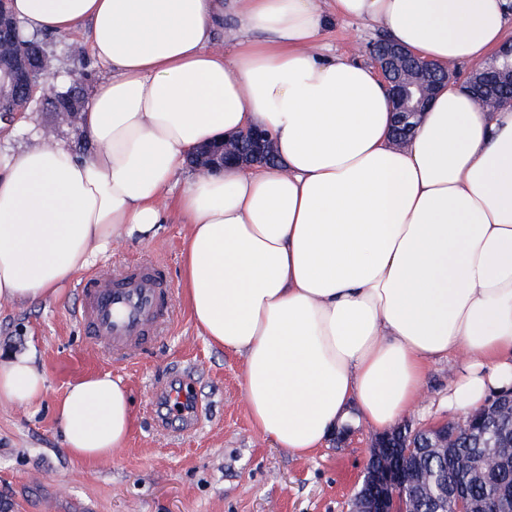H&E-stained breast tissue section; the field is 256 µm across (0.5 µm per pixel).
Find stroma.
Masks as SVG:
<instances>
[{
    "label": "stroma",
    "mask_w": 512,
    "mask_h": 512,
    "mask_svg": "<svg viewBox=\"0 0 512 512\" xmlns=\"http://www.w3.org/2000/svg\"><path fill=\"white\" fill-rule=\"evenodd\" d=\"M382 36L361 22L340 21L319 48L366 64L367 46ZM48 44L56 90L80 77L95 87L104 71L91 55L72 58L62 36ZM53 119L45 104H34L24 126L0 128V152L34 145ZM178 193L174 187L163 194L165 220L152 237L111 246L91 267L109 274L152 259L166 268L175 293L173 321L136 359L113 360L79 324L73 285L55 297L0 303V360L28 354L46 379L40 405L0 400V512H348L368 461L371 426L355 423L351 436L328 440L307 456L277 447L253 426L243 356L212 346L183 296L182 253L190 226L174 207ZM107 372L129 390L134 426L116 454L87 464L63 448L54 408L71 385ZM451 375L447 360L429 364L425 397L403 424L419 429L459 419L447 402ZM176 376L195 398L191 428L176 409L154 400Z\"/></svg>",
    "instance_id": "obj_1"
}]
</instances>
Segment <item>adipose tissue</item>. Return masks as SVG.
I'll use <instances>...</instances> for the list:
<instances>
[{
  "instance_id": "ef3b65f1",
  "label": "adipose tissue",
  "mask_w": 512,
  "mask_h": 512,
  "mask_svg": "<svg viewBox=\"0 0 512 512\" xmlns=\"http://www.w3.org/2000/svg\"><path fill=\"white\" fill-rule=\"evenodd\" d=\"M32 33H81L112 71L81 118L92 151L45 142L0 158V302L59 294L96 252L152 235L180 184L183 286L211 345L244 357L256 428L297 455L358 415L375 430L419 405L430 362L458 358L448 406L512 387V105L448 81L411 139L372 68L316 52L331 20L381 26L440 65L504 41L512 0H13ZM230 53L212 49L225 15ZM267 129L278 161L187 174L202 141ZM27 356L0 361V400L36 404ZM81 462L133 427L111 374L56 408Z\"/></svg>"
}]
</instances>
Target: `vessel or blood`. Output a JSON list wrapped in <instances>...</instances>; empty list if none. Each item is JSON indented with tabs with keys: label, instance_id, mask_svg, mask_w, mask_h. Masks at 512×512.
I'll return each mask as SVG.
<instances>
[{
	"label": "vessel or blood",
	"instance_id": "1",
	"mask_svg": "<svg viewBox=\"0 0 512 512\" xmlns=\"http://www.w3.org/2000/svg\"><path fill=\"white\" fill-rule=\"evenodd\" d=\"M76 292L77 315L91 336L125 359L134 358L174 314L173 290L156 261L131 265L112 277L86 275Z\"/></svg>",
	"mask_w": 512,
	"mask_h": 512
}]
</instances>
